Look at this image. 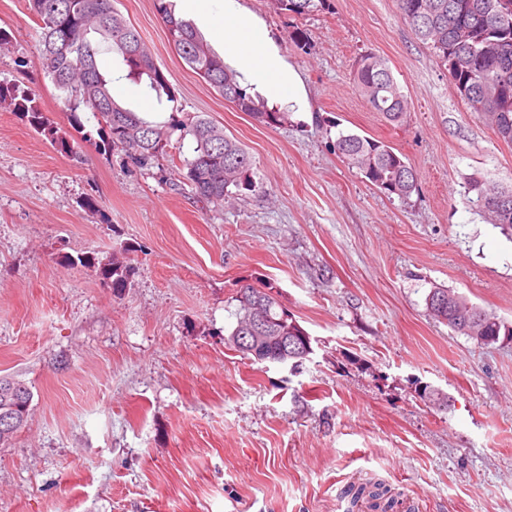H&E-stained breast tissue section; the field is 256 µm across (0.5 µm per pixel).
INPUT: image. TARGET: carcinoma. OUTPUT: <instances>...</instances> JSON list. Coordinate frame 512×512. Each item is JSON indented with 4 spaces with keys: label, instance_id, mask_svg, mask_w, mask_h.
Listing matches in <instances>:
<instances>
[{
    "label": "carcinoma",
    "instance_id": "cac0c4a2",
    "mask_svg": "<svg viewBox=\"0 0 512 512\" xmlns=\"http://www.w3.org/2000/svg\"><path fill=\"white\" fill-rule=\"evenodd\" d=\"M279 11L295 15L314 12L325 0H272ZM399 11L416 36L429 45L448 73V80L468 107L487 119L493 133L512 143V0H397ZM165 25L169 42L184 62L211 87L266 126H276L288 113L267 107L241 87L236 74L203 40L193 23L179 17L173 0H154ZM37 21L36 53L45 75L61 92L70 124L83 127L82 115L90 113L100 126L99 151H121L144 169L168 156L172 137L191 144L190 155L170 158L182 184L190 188L204 208L219 209L230 188L243 184L253 167L252 156L241 144L224 134V129L206 116L191 115L177 105L169 81L155 64L139 32L127 22L114 0H28ZM116 53L126 67L125 78L146 82L147 92L158 103L171 104L165 121H149L125 108L115 98L117 79L100 69L102 50ZM353 80L369 107L391 123L400 122L408 109L391 69L381 57L366 53L356 62ZM0 101L30 114L40 126V112L30 105L28 94L0 83ZM336 153L359 172L362 179L406 201L418 187L416 170L405 156L373 137L338 131ZM468 192L473 206L491 217L493 223L512 228V185L504 186L473 177ZM99 275L112 280L120 290L127 280L126 267L112 262L99 268ZM262 310L268 323L252 329L257 315L254 294L257 286L243 285L235 296L236 323L228 336H269L258 352L276 357L282 354L275 336H297L303 327L278 303L265 285ZM428 316L454 332L480 344H494L492 336L512 338V325L495 313L472 303L450 289L433 288L425 297ZM350 508L368 501L375 512H393L397 496L381 483L366 487L352 485L346 491Z\"/></svg>",
    "mask_w": 512,
    "mask_h": 512
}]
</instances>
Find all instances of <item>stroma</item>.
Masks as SVG:
<instances>
[{"mask_svg": "<svg viewBox=\"0 0 512 512\" xmlns=\"http://www.w3.org/2000/svg\"><path fill=\"white\" fill-rule=\"evenodd\" d=\"M299 75L306 109L275 127L225 101L169 43L153 0H116L186 112L252 155L209 212L167 160L141 170L75 132L38 62L27 0H0V80L34 97L52 141L0 106V376L26 425L0 447V512H347L381 481L398 512H512V341L427 316L442 287L512 323V230L465 185L512 182V144L456 94L396 0H326L306 16L239 0ZM383 57L410 110L373 112L352 72ZM416 169L403 201L335 152L338 131ZM128 267L127 286L78 257ZM268 284L313 339L299 372L225 344L241 284ZM431 385L447 407L425 403Z\"/></svg>", "mask_w": 512, "mask_h": 512, "instance_id": "stroma-1", "label": "stroma"}]
</instances>
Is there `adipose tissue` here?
<instances>
[{"instance_id":"adipose-tissue-1","label":"adipose tissue","mask_w":512,"mask_h":512,"mask_svg":"<svg viewBox=\"0 0 512 512\" xmlns=\"http://www.w3.org/2000/svg\"><path fill=\"white\" fill-rule=\"evenodd\" d=\"M224 60L274 106L300 110L297 74L286 65L265 27L238 0H224Z\"/></svg>"}]
</instances>
